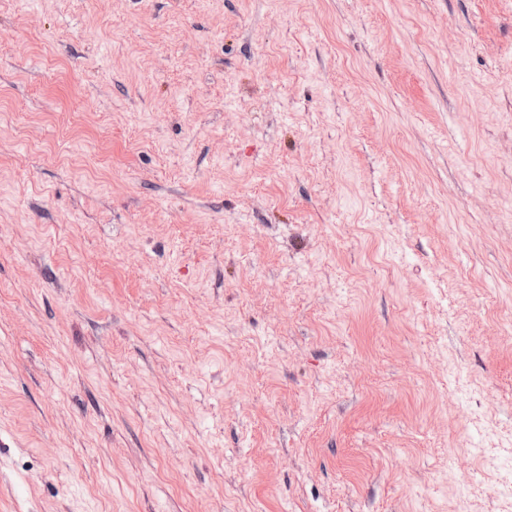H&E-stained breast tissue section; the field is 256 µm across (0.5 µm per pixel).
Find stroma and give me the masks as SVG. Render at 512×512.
<instances>
[{
  "label": "stroma",
  "instance_id": "obj_1",
  "mask_svg": "<svg viewBox=\"0 0 512 512\" xmlns=\"http://www.w3.org/2000/svg\"><path fill=\"white\" fill-rule=\"evenodd\" d=\"M511 317L512 0H0V512H512Z\"/></svg>",
  "mask_w": 512,
  "mask_h": 512
}]
</instances>
